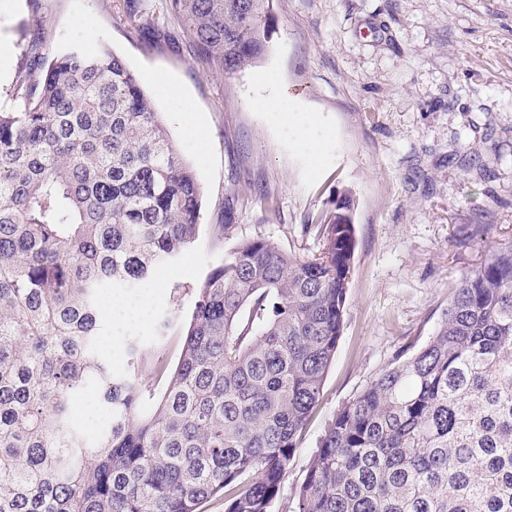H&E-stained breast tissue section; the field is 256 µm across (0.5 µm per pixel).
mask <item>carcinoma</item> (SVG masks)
I'll return each instance as SVG.
<instances>
[{"mask_svg":"<svg viewBox=\"0 0 512 512\" xmlns=\"http://www.w3.org/2000/svg\"><path fill=\"white\" fill-rule=\"evenodd\" d=\"M203 59L267 51L272 0H172ZM0 111V512H270L342 336L356 248L346 191L298 256L240 242L193 283L174 370L117 376L99 299L198 238L202 187L121 57L68 45ZM148 373L165 387L142 389ZM111 412L93 441L75 397ZM296 512H512V242L462 276L439 329L327 425Z\"/></svg>","mask_w":512,"mask_h":512,"instance_id":"carcinoma-1","label":"carcinoma"}]
</instances>
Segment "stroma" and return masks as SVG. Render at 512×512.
Wrapping results in <instances>:
<instances>
[{"instance_id":"obj_1","label":"stroma","mask_w":512,"mask_h":512,"mask_svg":"<svg viewBox=\"0 0 512 512\" xmlns=\"http://www.w3.org/2000/svg\"><path fill=\"white\" fill-rule=\"evenodd\" d=\"M153 24L143 27L134 11ZM257 63L204 61L171 0H0V109L37 46L41 64L68 44L104 46L134 71L203 187L194 249L159 276L141 327L103 319L112 371L130 344L176 365L194 282L245 239L310 256L303 224L351 191L356 249L346 319L320 402L303 428L270 512H293L310 458L337 410L438 328L459 279L512 241V0H274ZM29 28L32 42L21 41ZM188 97L207 135L197 150L153 80ZM284 97L303 130L269 111ZM314 139L315 153L304 141ZM230 223L223 240L213 225ZM168 319L167 336L156 325Z\"/></svg>"}]
</instances>
